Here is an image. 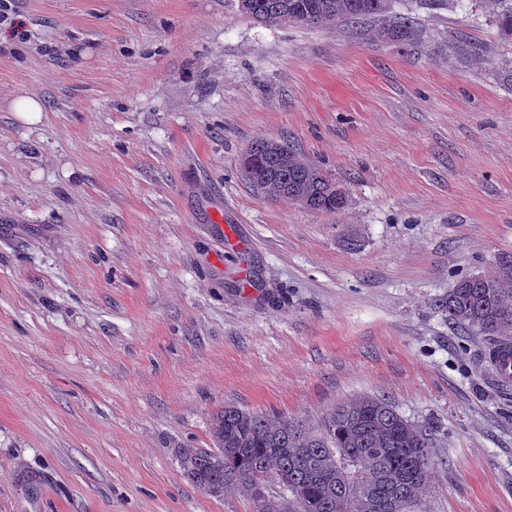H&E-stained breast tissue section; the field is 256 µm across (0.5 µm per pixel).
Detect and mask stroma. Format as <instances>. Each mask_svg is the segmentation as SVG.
<instances>
[{"mask_svg": "<svg viewBox=\"0 0 512 512\" xmlns=\"http://www.w3.org/2000/svg\"><path fill=\"white\" fill-rule=\"evenodd\" d=\"M413 15L405 48L235 0L0 23V512H253L184 474L213 414L315 428L361 395L438 426L428 512H512V386L440 306L512 252V41L483 0ZM265 139L346 209L255 193L239 160ZM11 110L17 112L24 122L32 126L40 122L44 112L40 98L32 93L16 97L11 103Z\"/></svg>", "mask_w": 512, "mask_h": 512, "instance_id": "1", "label": "stroma"}]
</instances>
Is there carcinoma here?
Here are the masks:
<instances>
[{"mask_svg":"<svg viewBox=\"0 0 512 512\" xmlns=\"http://www.w3.org/2000/svg\"><path fill=\"white\" fill-rule=\"evenodd\" d=\"M495 7L506 39L512 38V0H486ZM392 0H248L246 16L269 26L323 27L339 22L374 23L372 37L400 47L422 40L415 17L397 16ZM250 186L274 201H288L327 214L344 210L348 197L319 166L288 144L263 140L241 157ZM448 319L501 340L512 328V256L495 261L488 275L463 278L441 304ZM437 427L404 417L387 400L362 396L332 410L315 429L286 416L269 417L237 407L213 415L211 446L186 448V476L207 494L224 488L245 493L276 479L289 494V512H426L423 495L433 470Z\"/></svg>","mask_w":512,"mask_h":512,"instance_id":"obj_1","label":"carcinoma"}]
</instances>
